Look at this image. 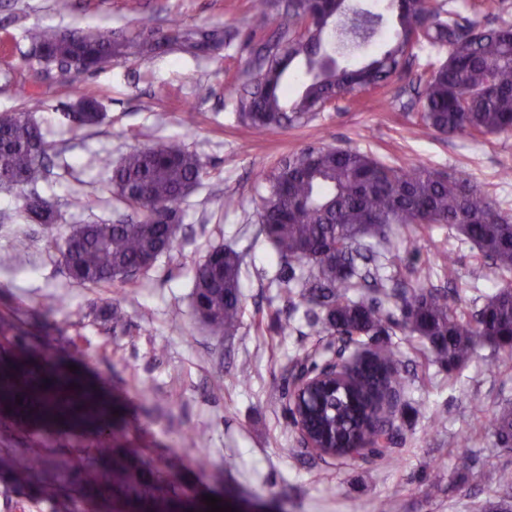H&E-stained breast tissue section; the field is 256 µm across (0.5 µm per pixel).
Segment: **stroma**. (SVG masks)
<instances>
[{"mask_svg":"<svg viewBox=\"0 0 512 512\" xmlns=\"http://www.w3.org/2000/svg\"><path fill=\"white\" fill-rule=\"evenodd\" d=\"M250 0H0V114L19 111L23 97L42 101L33 118L55 163L40 193L60 215L57 224H32L19 213L16 191L0 187V350L22 345L46 373L72 370L107 409L102 423L50 417L34 426L0 415V458L11 448L62 454L112 433L146 458L169 463L200 495L224 501L229 512H512V489L497 474L512 469V447L495 445L494 414L512 406V357L479 343L465 364L450 369L421 339L391 329L398 368L416 370L398 407L391 456H318L299 443L289 414L292 365L312 349L332 357L330 334L305 335L306 301L289 305L267 281L280 266L255 216L260 172L307 145L360 149L406 167L460 175L489 189L512 210V183L498 180L512 167V133L478 140L408 132L420 108L418 78L426 50L405 64L407 78L381 93H358L317 113L299 128L264 133L238 123L234 98L247 63L262 40L287 23L285 0H270L263 27H254ZM177 23L224 32L222 46L194 55L173 52L149 61L117 57L103 68L37 83L28 63V28L99 30L135 40L143 29ZM84 97L97 99L103 118L78 128L66 120ZM197 116L194 126L185 113ZM172 138L195 152L204 175L178 206L173 250L134 284L98 286L71 280L59 240L76 224H112L129 216L118 205L111 173L99 159L120 160L132 147ZM81 195L83 209L70 208ZM394 262L425 287L451 282L452 305L480 309L499 281L477 249L448 227L420 231L392 225ZM241 256L243 323L219 336L193 309L196 267L211 247ZM63 307H55L56 299ZM113 308L120 326L102 318ZM472 463L463 469L460 455ZM0 512H87L79 494L62 490L38 498L0 465Z\"/></svg>","mask_w":512,"mask_h":512,"instance_id":"35a3bbf8","label":"stroma"}]
</instances>
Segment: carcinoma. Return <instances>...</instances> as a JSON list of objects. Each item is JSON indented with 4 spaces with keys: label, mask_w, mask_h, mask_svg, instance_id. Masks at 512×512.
I'll list each match as a JSON object with an SVG mask.
<instances>
[{
    "label": "carcinoma",
    "mask_w": 512,
    "mask_h": 512,
    "mask_svg": "<svg viewBox=\"0 0 512 512\" xmlns=\"http://www.w3.org/2000/svg\"><path fill=\"white\" fill-rule=\"evenodd\" d=\"M288 27L266 40L251 60L258 72L249 88L235 100L238 121L259 132L299 127L329 97L341 99L371 84L385 85L403 71L413 48L426 42L448 48L443 62H428L421 77L424 93L419 121L409 133L429 130L479 138L512 131V23L486 29L461 14L429 9L425 0L396 4L395 35L362 68L336 67L320 62L325 51L323 25L305 27L307 15L335 23V37L367 43L378 34L382 21L368 10L356 13L348 0H288ZM32 45L31 65L39 69L67 68L89 72L124 54L125 44L100 31L61 32L33 27L26 31ZM197 33L171 26L159 36L143 37L135 54L149 58L173 46L199 50ZM302 61L319 65L318 72L289 95L288 75ZM41 105L29 96L23 108L0 114V186L17 190L26 220L55 224L58 216L37 191L47 180L51 157L40 127L30 112ZM73 119L81 126L102 119L100 103L84 98ZM110 179L116 200L130 210L117 224H78L65 239L62 252L70 279L84 285L127 281L147 270L170 251L180 226L178 204L183 190L203 176L196 153L183 141L135 147L112 166ZM264 185L257 216L262 232L290 280L301 283L299 297L318 311L307 327L319 336L332 331L344 337L367 336L371 360L358 366L352 380L321 390L306 400L307 418L316 440L331 456L344 455L352 444H370L383 453V432L375 424L379 400L386 394L401 403L408 378L396 367L386 324L421 337L436 359L449 367L467 362L479 339L512 354V213L469 179L424 166L405 168L388 164L359 149L307 146L259 174ZM392 224L424 229L446 224L492 262L501 286L486 298L476 323L464 320L449 304L446 288L409 290L399 276L382 277L369 268L387 245ZM377 238V244L365 238ZM240 255L222 245L213 247L195 271L193 306L196 316L212 331L231 336L243 318L240 291ZM401 301V318L385 308ZM5 391L0 402L25 422L41 421L52 410L56 391H31L22 400L38 405L22 410L10 392L16 376H32L35 368L21 355L0 363ZM496 442L512 446V410L500 411L492 421ZM15 477L36 482L42 499H52L62 482L69 481L92 505L112 501L113 512H173L188 505L202 508L196 492L187 488L170 469L147 462L138 448H119L114 438L99 433L90 445L75 448L46 472V457L32 448L18 449L11 461Z\"/></svg>",
    "instance_id": "1"
}]
</instances>
